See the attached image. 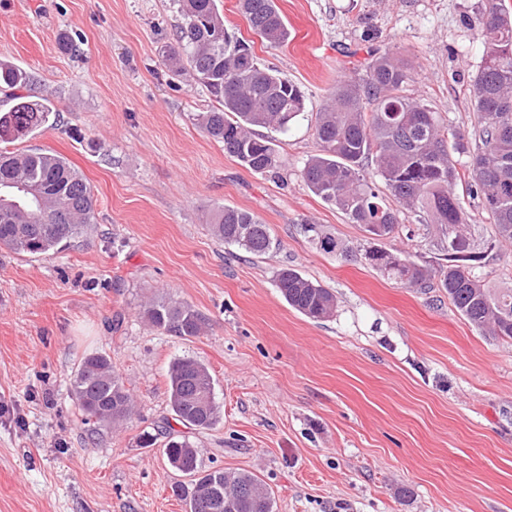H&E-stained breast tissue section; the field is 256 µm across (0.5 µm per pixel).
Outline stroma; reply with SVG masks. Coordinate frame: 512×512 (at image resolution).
I'll list each match as a JSON object with an SVG mask.
<instances>
[{
    "label": "stroma",
    "instance_id": "1",
    "mask_svg": "<svg viewBox=\"0 0 512 512\" xmlns=\"http://www.w3.org/2000/svg\"><path fill=\"white\" fill-rule=\"evenodd\" d=\"M217 4L228 31L305 95L288 133H265L282 179L245 168L201 129L214 97L164 63L177 0H0V60L53 109L7 148L65 157L97 199L91 230L60 252L0 247V402L15 409L0 418V512H185L162 443L142 444L167 425L188 434L204 469L258 475L274 512H512V341L471 325L444 289L406 288L366 264L362 227L301 177L319 151L316 112L375 50L410 59L408 94L471 138L478 0H276L289 31L277 47L256 40L238 0ZM221 206L269 224L276 248L255 256L216 240ZM307 222L351 256L320 250ZM284 267L330 289L335 316L288 307L275 285ZM150 298L187 302L207 331L154 330L139 313ZM96 351L136 404L100 433L72 387ZM177 358L209 368L213 428L173 421Z\"/></svg>",
    "mask_w": 512,
    "mask_h": 512
}]
</instances>
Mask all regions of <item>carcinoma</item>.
Returning a JSON list of instances; mask_svg holds the SVG:
<instances>
[{
  "label": "carcinoma",
  "mask_w": 512,
  "mask_h": 512,
  "mask_svg": "<svg viewBox=\"0 0 512 512\" xmlns=\"http://www.w3.org/2000/svg\"><path fill=\"white\" fill-rule=\"evenodd\" d=\"M182 23L178 48L167 56L175 71L189 69L219 102L199 114L200 126L224 144V153L257 173L280 177L282 163L272 141L259 128L286 133L303 114L301 89L277 71L261 65L252 46L224 28L216 0H178ZM485 21L480 31L481 63L468 87L479 122L466 193L494 224L492 238L480 243L471 233L456 186L461 182L453 154L465 152L462 138L440 122L431 106L408 94L412 67L387 50L371 56L362 73L336 82L316 113L314 136L320 153L301 170L309 190L362 226L378 242L363 253L368 265L406 288H429L435 272L408 251L386 248L401 225L400 214L413 217V237L433 230L445 264L440 285L454 307L475 327L512 340V289L488 286L483 273L486 253L512 243V9L505 0H481ZM252 32L270 46L288 41V26L275 0H239ZM24 70L0 63V84L28 88ZM17 103L0 115V141H15L49 121L50 107L15 96ZM21 186L37 198L0 202V246L19 254L48 256L82 235L95 220V194L65 158L43 152L0 151V187ZM386 191L397 204L383 202ZM214 237L253 255L275 248L269 225L246 210L224 206L211 223ZM320 250L346 254L349 246L304 225ZM276 287L286 303L309 319H329L336 296L293 268L276 273ZM142 315L154 328L177 336H199L203 317L186 302L149 301ZM78 405L95 431L126 423L135 413L130 393L105 353L82 358L74 374ZM169 405L175 420L192 430L209 429L220 417L215 383L208 368L194 359H176L168 371ZM170 467L189 477L175 491L187 512H273L271 493L252 472L202 469L199 450L186 436L168 435L163 448Z\"/></svg>",
  "instance_id": "carcinoma-1"
}]
</instances>
